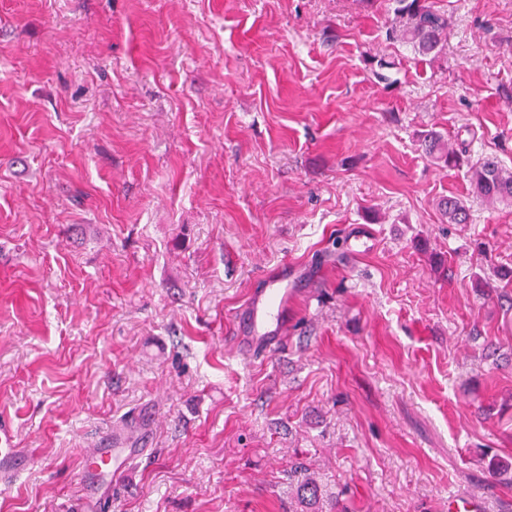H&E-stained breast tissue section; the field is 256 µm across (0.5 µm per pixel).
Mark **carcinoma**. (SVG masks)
I'll return each instance as SVG.
<instances>
[{"mask_svg": "<svg viewBox=\"0 0 512 512\" xmlns=\"http://www.w3.org/2000/svg\"><path fill=\"white\" fill-rule=\"evenodd\" d=\"M395 23L387 36L400 39L411 47L412 52L422 58L435 61L441 57L448 35V15L436 10L430 0H394ZM425 153L449 167L461 164V153L445 148L441 137L429 133L424 138ZM474 192L490 203L512 200V175H504L495 158H483L468 169ZM440 208L452 224L469 222V208L455 198L441 202ZM326 497L325 490L313 479L303 478L297 482L296 498L304 512Z\"/></svg>", "mask_w": 512, "mask_h": 512, "instance_id": "carcinoma-1", "label": "carcinoma"}]
</instances>
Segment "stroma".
<instances>
[{
	"label": "stroma",
	"mask_w": 512,
	"mask_h": 512,
	"mask_svg": "<svg viewBox=\"0 0 512 512\" xmlns=\"http://www.w3.org/2000/svg\"><path fill=\"white\" fill-rule=\"evenodd\" d=\"M432 3L429 62L393 0H0V512H290L298 456L344 512H512V203L468 177L512 173V0ZM285 262L287 347L235 355ZM117 426L144 454L87 488ZM395 23L389 39H400L414 55L436 61L441 57L448 35V15L436 10L429 0H394ZM425 153L448 167L460 165L462 153L445 148L441 137L435 133L426 134L424 138ZM474 192L490 203L512 200V175L505 176L498 160L483 158L468 169ZM28 457L18 448L0 446V494L6 493L29 466Z\"/></svg>",
	"instance_id": "stroma-1"
}]
</instances>
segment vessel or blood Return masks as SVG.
<instances>
[{"mask_svg": "<svg viewBox=\"0 0 512 512\" xmlns=\"http://www.w3.org/2000/svg\"><path fill=\"white\" fill-rule=\"evenodd\" d=\"M290 295L287 278L273 275L264 277L262 286L250 292L233 320L238 354L265 356L286 344ZM136 454V449L129 447L124 432L113 431L109 445L89 451L83 477L87 480L98 478L106 469L121 473ZM28 465L29 459L21 449L0 447V494L11 488Z\"/></svg>", "mask_w": 512, "mask_h": 512, "instance_id": "1", "label": "vessel or blood"}]
</instances>
